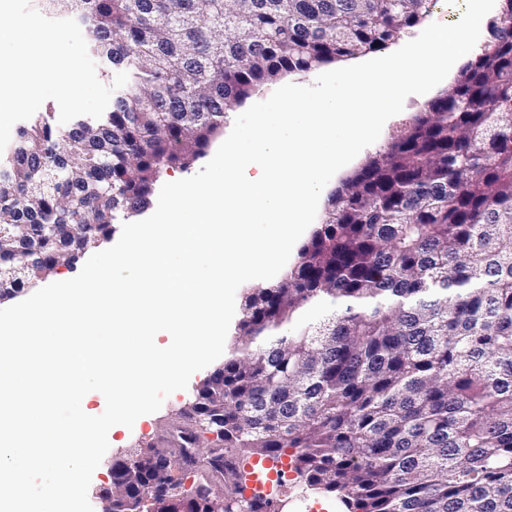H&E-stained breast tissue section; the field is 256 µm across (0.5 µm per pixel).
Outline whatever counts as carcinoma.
Returning a JSON list of instances; mask_svg holds the SVG:
<instances>
[{
    "mask_svg": "<svg viewBox=\"0 0 512 512\" xmlns=\"http://www.w3.org/2000/svg\"><path fill=\"white\" fill-rule=\"evenodd\" d=\"M128 74L101 118L51 113L0 159V300L74 264L190 167L228 111L287 74L380 51L432 0H43ZM332 310L301 321L313 306ZM170 432L193 482L157 512H264L252 457L346 512H512V0L492 39L328 199L299 261L244 295L235 336ZM209 449L203 458L198 448ZM168 456L112 463L134 497Z\"/></svg>",
    "mask_w": 512,
    "mask_h": 512,
    "instance_id": "obj_1",
    "label": "carcinoma"
}]
</instances>
